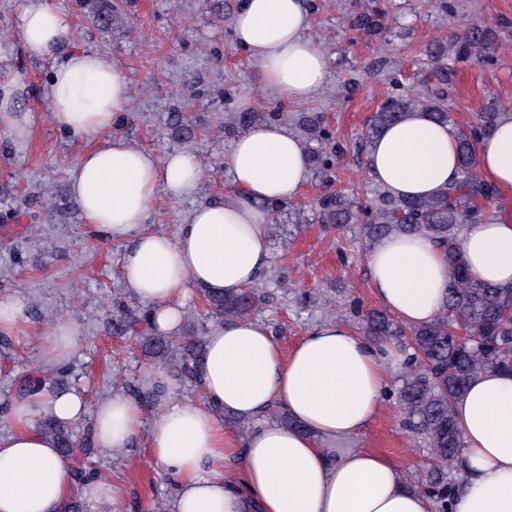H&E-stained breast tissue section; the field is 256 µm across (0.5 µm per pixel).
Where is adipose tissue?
Masks as SVG:
<instances>
[{"label":"adipose tissue","mask_w":512,"mask_h":512,"mask_svg":"<svg viewBox=\"0 0 512 512\" xmlns=\"http://www.w3.org/2000/svg\"><path fill=\"white\" fill-rule=\"evenodd\" d=\"M309 27L303 0H240L236 10L235 42L287 102L315 98L327 84V57L308 37ZM67 29L48 0H32L21 16L20 39L47 53ZM24 87L18 74L0 80V132L18 144L36 123L19 103ZM129 99L118 65L98 52L71 51L51 70L47 103L54 122L97 142L69 173L82 220L94 236L127 243L120 268L125 288L148 306L155 331L174 335L187 287L235 294L256 283L271 258V214L264 205L299 195L309 176L307 151L280 122L243 133L225 159L232 192L190 211L172 239L146 229L150 204L161 188L176 197L192 192L201 168L190 154L161 158L111 136ZM366 163L373 181L393 197L434 196L458 177L457 130L410 112L372 141ZM478 163L492 184L512 190L511 108L480 143ZM460 248L473 278L512 283V206L465 225ZM368 265L375 295L401 322L435 319L448 288V264L429 235L385 236L371 246ZM79 337L75 323H56L43 348L45 368L63 363ZM389 356L333 321L309 328L286 353L254 319L213 329L197 364L205 405L173 401L161 377L149 380L161 391L151 453L176 480L172 512H242L249 502L262 512H434L431 498L411 487L400 465L353 445L388 392ZM275 405L288 411L294 426L266 419ZM219 410L254 425L235 483L221 473L234 450L215 416ZM88 413L100 447L125 448L143 408L115 395L91 410L72 391L15 401L13 428L0 430V512H61L73 493L110 495L103 482L75 485L70 459L32 425L40 414L74 425ZM452 413L464 460L455 512H512V373L479 375Z\"/></svg>","instance_id":"1"}]
</instances>
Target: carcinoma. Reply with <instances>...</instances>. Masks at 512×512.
<instances>
[{
    "label": "carcinoma",
    "mask_w": 512,
    "mask_h": 512,
    "mask_svg": "<svg viewBox=\"0 0 512 512\" xmlns=\"http://www.w3.org/2000/svg\"><path fill=\"white\" fill-rule=\"evenodd\" d=\"M79 3L88 7L92 24L112 27L114 10L110 0ZM352 26L377 34L385 30L386 23L375 9L363 8L353 15ZM494 40L493 30L473 24L449 43L433 44L429 57L445 73L448 51H453L456 60L480 59L491 52ZM412 111L425 112L438 122H452L445 92L407 94L387 100L372 114L365 139H374L383 128ZM499 115L498 108L491 106L478 113L472 125L458 130L459 177L449 187L428 198H395L382 191L377 197L375 216L362 225L363 236L370 245L394 233L424 232L443 248L448 263V292L434 321L411 327L385 309H373L364 316L362 326L373 342H389L402 356L397 403L408 430L426 436L431 450V462L414 488L432 498L436 512H453L462 447L452 414L454 401L478 375L512 371V284L493 285L471 277L458 246L460 228L484 219L475 200L489 199L497 193L479 174L478 149L481 141L493 134ZM278 117V112H233L225 118L224 133L239 134ZM301 127L312 140L328 136L321 117L315 113H303ZM319 212L328 224H350L360 220L362 208L354 198L337 193L320 201ZM202 295L207 305L205 317L220 323L248 319L260 304L255 288L232 296L205 291ZM116 308L123 313L118 328L140 338L147 356L166 366L174 377L197 375L195 359L201 349L200 340L192 336L172 340L152 332L147 316L125 310L120 301ZM36 392L49 393L46 378L30 373L25 376L19 395L26 397ZM40 428L55 439L63 453L75 451L77 440L72 427L47 418Z\"/></svg>",
    "instance_id": "cac0c4a2"
}]
</instances>
